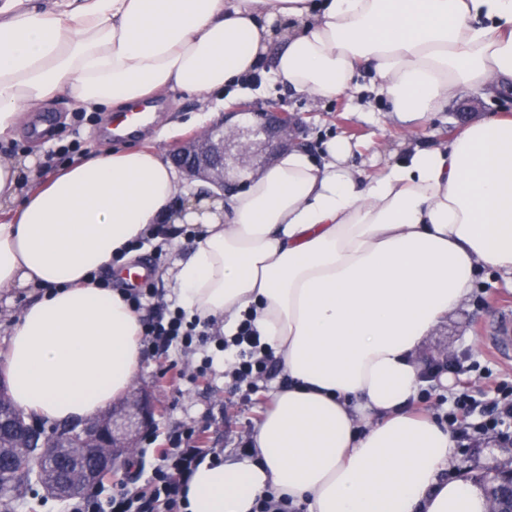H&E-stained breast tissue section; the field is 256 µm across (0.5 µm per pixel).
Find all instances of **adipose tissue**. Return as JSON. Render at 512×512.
Here are the masks:
<instances>
[{
    "label": "adipose tissue",
    "mask_w": 512,
    "mask_h": 512,
    "mask_svg": "<svg viewBox=\"0 0 512 512\" xmlns=\"http://www.w3.org/2000/svg\"><path fill=\"white\" fill-rule=\"evenodd\" d=\"M272 73L332 99L369 77L403 121L473 89L512 90V0H0V143L28 114L123 112L180 91L206 100ZM352 144L291 146L229 200L175 214L176 174L151 147L102 148L40 178L0 158V298L27 300L0 339L13 404L51 422L125 397L144 345L120 291L91 282L133 261L161 222L192 226L166 276L190 316L251 319L288 377L246 456L205 460L186 512H488L442 476L447 425L417 413L418 351L479 267L512 274V118L466 124L368 175Z\"/></svg>",
    "instance_id": "adipose-tissue-1"
}]
</instances>
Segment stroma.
<instances>
[{"instance_id":"1","label":"stroma","mask_w":512,"mask_h":512,"mask_svg":"<svg viewBox=\"0 0 512 512\" xmlns=\"http://www.w3.org/2000/svg\"><path fill=\"white\" fill-rule=\"evenodd\" d=\"M161 99L166 104L165 109L157 115L154 127L136 139V146L154 147L169 160L180 144L195 137L200 128L223 123L225 128L241 134L239 141L230 142L229 154H236L242 146L247 149L246 165L231 163L227 166L226 176L231 182L238 181L241 171L253 175L264 170L277 157V149L246 133L255 123L257 112L275 102L285 104L297 116V135L308 143L313 157H320L331 140L346 139L354 147V163L369 173L381 170L409 146L447 141L468 122L499 112L512 115V94L486 98L465 89L444 111L431 113L420 123H406L390 112L386 103L371 101L367 92L351 90L333 99L314 101L290 92L271 75L260 85L245 86L234 103L213 113L204 112L198 99L190 95L168 92L162 94ZM50 118L51 125L40 136H32L29 128H22L17 139L7 145L0 144V153L12 157L21 153L36 155L69 145L79 157L107 141L103 133L104 113H97L94 119L87 121L69 116L62 108L51 113ZM192 244L193 239L188 235L182 236L174 252L158 249L149 242L141 244L137 260L147 267L148 282L157 299L174 301V291L165 272L176 254L188 252ZM505 301L512 302V277L490 268L481 269L468 299L437 325L420 350L424 372L447 370L453 358L468 359L487 363L492 371L488 379L478 374L472 376V384L481 389H488L494 379H512V368L488 358L479 342L481 330L495 324L499 305ZM206 355L214 360L209 379L188 380V373ZM285 382L278 362H271L261 381L265 395ZM133 389L148 392L153 398V424L149 433L136 436L131 453L142 465L134 477L140 485L144 484L154 464L148 434L163 436L193 423L204 427L207 445L214 448L217 455L239 456L268 409L265 395L250 401L233 390L224 373V353L213 339L193 351L170 349L163 360L143 358ZM510 470L512 447H503L495 435L488 434L465 454L454 455L445 476L450 480L465 479L483 489L496 474Z\"/></svg>"}]
</instances>
